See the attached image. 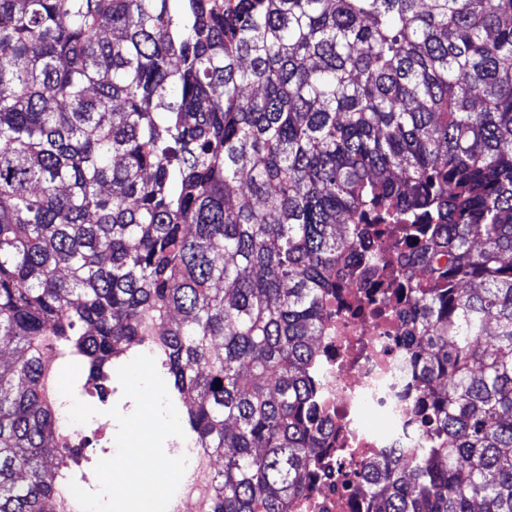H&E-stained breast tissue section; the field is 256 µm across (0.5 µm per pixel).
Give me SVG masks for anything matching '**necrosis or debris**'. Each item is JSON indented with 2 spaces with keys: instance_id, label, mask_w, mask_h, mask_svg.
Segmentation results:
<instances>
[{
  "instance_id": "4bbe7bcc",
  "label": "necrosis or debris",
  "mask_w": 512,
  "mask_h": 512,
  "mask_svg": "<svg viewBox=\"0 0 512 512\" xmlns=\"http://www.w3.org/2000/svg\"><path fill=\"white\" fill-rule=\"evenodd\" d=\"M371 246L384 264L353 269L327 303L330 314L318 338L315 371L322 446L312 458L307 490L291 512H373L363 489L364 463L422 445L408 405L416 383L403 342L407 303L383 300L376 287L417 275L418 269L394 234L372 239ZM375 418L383 428L372 426ZM192 455L170 512H211L215 461L198 447Z\"/></svg>"
}]
</instances>
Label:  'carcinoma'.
Instances as JSON below:
<instances>
[{
    "label": "carcinoma",
    "instance_id": "1",
    "mask_svg": "<svg viewBox=\"0 0 512 512\" xmlns=\"http://www.w3.org/2000/svg\"><path fill=\"white\" fill-rule=\"evenodd\" d=\"M380 224L424 273V448L365 490L512 512V0H0V512L70 481L44 350L104 400L155 334L213 512H290L325 298Z\"/></svg>",
    "mask_w": 512,
    "mask_h": 512
}]
</instances>
